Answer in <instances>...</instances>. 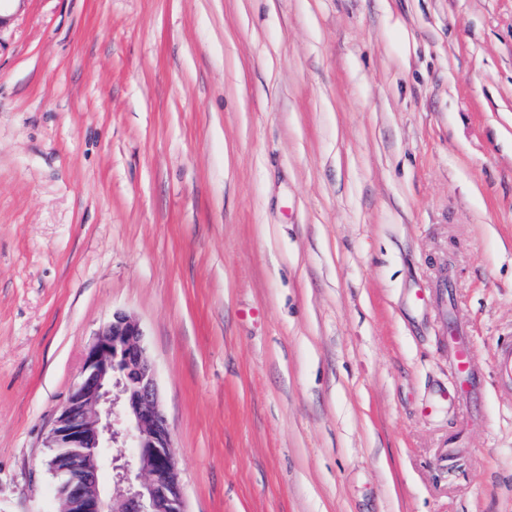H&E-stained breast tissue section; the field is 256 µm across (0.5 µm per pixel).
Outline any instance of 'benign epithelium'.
I'll list each match as a JSON object with an SVG mask.
<instances>
[{"label":"benign epithelium","mask_w":512,"mask_h":512,"mask_svg":"<svg viewBox=\"0 0 512 512\" xmlns=\"http://www.w3.org/2000/svg\"><path fill=\"white\" fill-rule=\"evenodd\" d=\"M143 331L116 312L88 347L79 380L62 405L48 438L53 477H68L71 512H187L172 435L157 386L156 369L144 355ZM121 397H112V388ZM121 407L124 418H114ZM131 449L110 462L116 443Z\"/></svg>","instance_id":"1"}]
</instances>
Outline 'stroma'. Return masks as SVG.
<instances>
[{
    "label": "stroma",
    "mask_w": 512,
    "mask_h": 512,
    "mask_svg": "<svg viewBox=\"0 0 512 512\" xmlns=\"http://www.w3.org/2000/svg\"><path fill=\"white\" fill-rule=\"evenodd\" d=\"M118 311L187 512H512V0H0V512ZM457 345L453 355V365L457 373L462 377V388L471 386L476 378L471 367L470 351L467 345L453 338Z\"/></svg>",
    "instance_id": "1"
}]
</instances>
